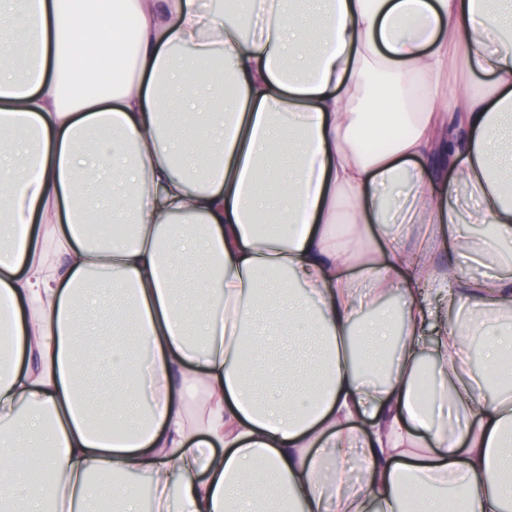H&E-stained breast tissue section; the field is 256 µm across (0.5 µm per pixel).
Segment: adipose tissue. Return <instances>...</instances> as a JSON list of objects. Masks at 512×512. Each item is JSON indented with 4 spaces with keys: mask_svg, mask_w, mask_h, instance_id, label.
<instances>
[{
    "mask_svg": "<svg viewBox=\"0 0 512 512\" xmlns=\"http://www.w3.org/2000/svg\"><path fill=\"white\" fill-rule=\"evenodd\" d=\"M234 2L0 0V512H512L503 0Z\"/></svg>",
    "mask_w": 512,
    "mask_h": 512,
    "instance_id": "adipose-tissue-1",
    "label": "adipose tissue"
}]
</instances>
